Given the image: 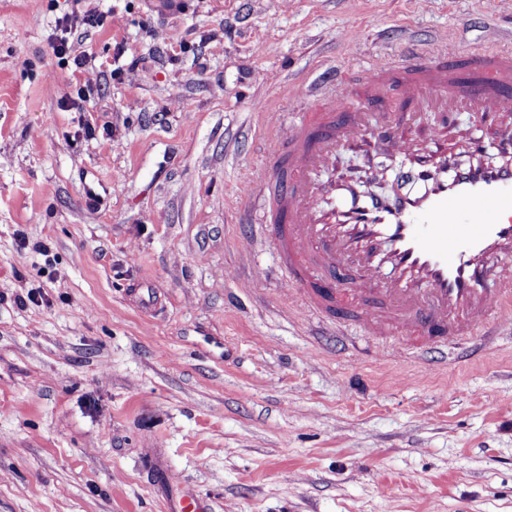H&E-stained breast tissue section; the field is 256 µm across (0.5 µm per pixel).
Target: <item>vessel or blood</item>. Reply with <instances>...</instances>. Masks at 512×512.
<instances>
[{
  "label": "vessel or blood",
  "mask_w": 512,
  "mask_h": 512,
  "mask_svg": "<svg viewBox=\"0 0 512 512\" xmlns=\"http://www.w3.org/2000/svg\"><path fill=\"white\" fill-rule=\"evenodd\" d=\"M483 48L428 58L393 53L300 109L249 178L259 222L272 233L281 283L308 312L337 327L361 312L370 335H403L420 357L471 343L487 326L512 334V48L488 27ZM463 105L495 122L498 165L447 179L452 154L432 132L416 141L413 113ZM381 123L368 125L366 112ZM401 160L398 181L419 194H377L372 179L336 174L339 152ZM344 271L342 286L330 285Z\"/></svg>",
  "instance_id": "obj_1"
}]
</instances>
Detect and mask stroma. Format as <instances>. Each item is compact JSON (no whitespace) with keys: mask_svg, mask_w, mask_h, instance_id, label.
<instances>
[{"mask_svg":"<svg viewBox=\"0 0 512 512\" xmlns=\"http://www.w3.org/2000/svg\"><path fill=\"white\" fill-rule=\"evenodd\" d=\"M491 25L512 0H0V512H165L159 469L210 512H512V338L431 374L308 323L241 192L282 84ZM461 140L499 164L465 107ZM78 15L74 14H64L58 21H57V27L62 32V35L60 37H56L55 41L53 42V49L56 55L59 56H70V48L71 45H69L70 36L77 31L78 25Z\"/></svg>","mask_w":512,"mask_h":512,"instance_id":"obj_1","label":"stroma"}]
</instances>
